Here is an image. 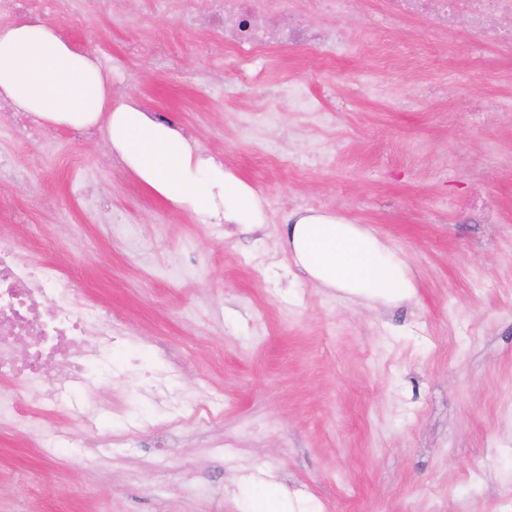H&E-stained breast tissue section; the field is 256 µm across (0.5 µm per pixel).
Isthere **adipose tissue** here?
Instances as JSON below:
<instances>
[{"label": "adipose tissue", "instance_id": "adipose-tissue-1", "mask_svg": "<svg viewBox=\"0 0 512 512\" xmlns=\"http://www.w3.org/2000/svg\"><path fill=\"white\" fill-rule=\"evenodd\" d=\"M112 76L94 52L78 51L40 16L0 23V98L45 123L101 126L111 152L151 191L225 223H262L255 190L223 164L195 152L181 131L156 121L136 102H111ZM285 251L318 287L386 302L411 298L415 284L403 252L373 231L327 214L292 213Z\"/></svg>", "mask_w": 512, "mask_h": 512}]
</instances>
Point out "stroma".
Segmentation results:
<instances>
[{"label":"stroma","instance_id":"1","mask_svg":"<svg viewBox=\"0 0 512 512\" xmlns=\"http://www.w3.org/2000/svg\"><path fill=\"white\" fill-rule=\"evenodd\" d=\"M363 0L353 50L318 68L275 47L272 85L302 82L329 110L236 97L224 34L171 10L36 14L112 62L125 100L167 115L201 154L259 195L246 231L164 201L85 130L46 126L0 150L53 168L39 198L13 192L28 250L112 311L121 349L105 411L78 456L44 459L0 429V512H512V46H480L415 18L388 38ZM175 54L156 72L152 55ZM209 72L205 85L189 74ZM476 104L473 112L460 101ZM327 153L313 163L315 150ZM104 189L134 234L100 223ZM375 231L409 259L416 294L388 303L316 287L280 241L300 201Z\"/></svg>","mask_w":512,"mask_h":512}]
</instances>
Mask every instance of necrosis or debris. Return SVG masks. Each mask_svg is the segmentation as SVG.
<instances>
[{"label":"necrosis or debris","instance_id":"obj_1","mask_svg":"<svg viewBox=\"0 0 512 512\" xmlns=\"http://www.w3.org/2000/svg\"><path fill=\"white\" fill-rule=\"evenodd\" d=\"M353 0H316L328 17L315 26L307 15L290 11L289 0H213L201 29H221L224 58L247 92L268 89V54L276 44L309 46L317 59L337 60L351 46L339 22ZM436 15L443 27L467 22L486 37L512 43V0H384L382 18ZM73 281L55 265L22 257L13 237L0 233V425L28 428L35 447L52 457L71 449L63 432H49L41 419L60 413L65 399L82 402L80 417L95 432L102 405L96 391L106 374L102 363L116 341L110 311L71 299Z\"/></svg>","mask_w":512,"mask_h":512}]
</instances>
